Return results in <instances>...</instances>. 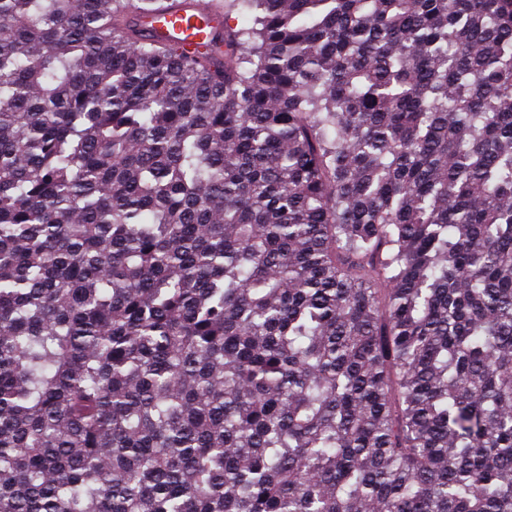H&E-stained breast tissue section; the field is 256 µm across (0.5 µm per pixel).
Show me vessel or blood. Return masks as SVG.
<instances>
[{
	"label": "vessel or blood",
	"mask_w": 512,
	"mask_h": 512,
	"mask_svg": "<svg viewBox=\"0 0 512 512\" xmlns=\"http://www.w3.org/2000/svg\"><path fill=\"white\" fill-rule=\"evenodd\" d=\"M209 0H168L164 13L140 21L144 40L167 42L174 50L194 55L211 52L216 65L224 63L223 14L208 10Z\"/></svg>",
	"instance_id": "obj_1"
}]
</instances>
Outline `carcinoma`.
<instances>
[{
	"mask_svg": "<svg viewBox=\"0 0 512 512\" xmlns=\"http://www.w3.org/2000/svg\"><path fill=\"white\" fill-rule=\"evenodd\" d=\"M0 0V512H512V0ZM164 13L139 24L145 41H165L174 50L187 55L209 51L219 67H224V13L207 8L210 0H167Z\"/></svg>",
	"mask_w": 512,
	"mask_h": 512,
	"instance_id": "carcinoma-1",
	"label": "carcinoma"
}]
</instances>
